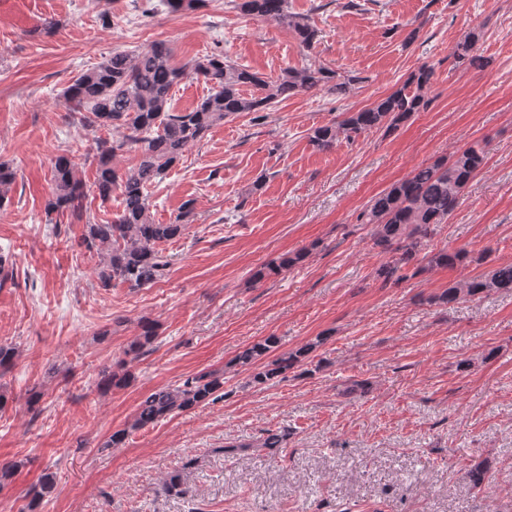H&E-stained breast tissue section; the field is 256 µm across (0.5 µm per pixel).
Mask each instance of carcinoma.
<instances>
[{
  "instance_id": "cac0c4a2",
  "label": "carcinoma",
  "mask_w": 512,
  "mask_h": 512,
  "mask_svg": "<svg viewBox=\"0 0 512 512\" xmlns=\"http://www.w3.org/2000/svg\"><path fill=\"white\" fill-rule=\"evenodd\" d=\"M171 12L194 11L206 0H163ZM242 14L273 20L291 28L300 44L311 48L318 31L309 23L294 19L288 12V0H238L234 4ZM481 32L468 31L454 47L453 56L460 63L484 68L489 61L474 54ZM192 71L208 86V93L185 112L170 111L171 90ZM433 69L423 65L412 72L403 84L388 96L330 125L311 130L310 142L318 149L330 150L339 138L353 139L372 130L391 132L411 119L428 104ZM253 93L246 97L242 88ZM326 88L342 93L348 83L336 82V71L325 66L285 68L270 79L214 53L196 60L191 66L172 62V50L163 41L137 51H114L97 66L81 73L64 90L69 110L81 115L91 128L123 130L119 139L95 140L93 160L97 177L96 196L101 203L120 197L121 210L112 221L98 224L90 221L85 200L87 191L77 174L73 158L62 153L54 157L53 191L46 203V213L67 216V223L81 224L84 233L80 244L99 257L96 269L101 287L115 284L144 288L159 281L168 261L160 245L183 235L185 224L176 217L168 224H157L150 215L148 189L161 180L183 157L185 150L208 137L217 125L235 118L241 112H262L278 100L301 91ZM138 152L134 168L122 173L112 166L119 154ZM486 165L482 146L471 144L449 156H440L422 164L405 179L392 184L375 197L367 210V223L373 225V247L389 256L376 269L382 284H396L420 275L434 266L454 267L470 259L469 252L440 250L426 252L429 239L440 224L457 208L464 189ZM16 181L9 166L0 163V203L7 198ZM305 259L303 254L287 255L276 264L256 270L251 279L260 282L278 275ZM490 293H512V264L470 278L461 279L440 295L429 299L435 304L449 305L461 299H479ZM158 333L154 325L145 323L130 344L129 351L138 354L151 347ZM327 341L317 336L299 348L283 352L252 375V383L266 385L298 369ZM279 340L269 336L239 351L234 365L250 368L277 350ZM132 377L103 371L98 387L109 390L126 384ZM224 396V372L213 370L189 376L177 386H164L146 395L137 405L131 424L112 433L101 449L121 445L130 431L153 426L173 415L208 404ZM489 468L482 464L469 467L465 479L474 490L481 489ZM52 476L45 474L29 493V508L50 494Z\"/></svg>"
}]
</instances>
